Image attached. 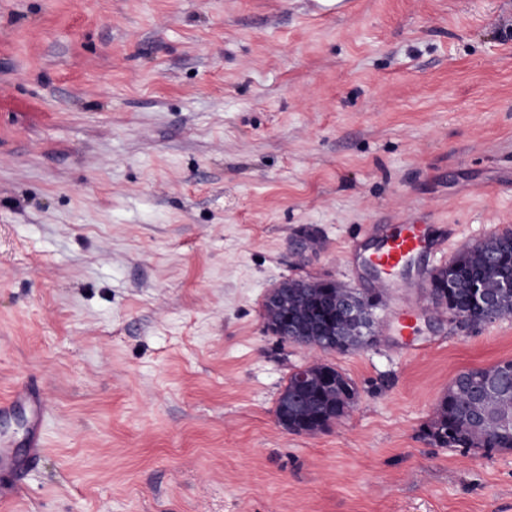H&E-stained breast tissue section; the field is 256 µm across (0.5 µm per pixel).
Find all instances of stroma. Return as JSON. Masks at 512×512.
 I'll list each match as a JSON object with an SVG mask.
<instances>
[{
  "label": "stroma",
  "mask_w": 512,
  "mask_h": 512,
  "mask_svg": "<svg viewBox=\"0 0 512 512\" xmlns=\"http://www.w3.org/2000/svg\"><path fill=\"white\" fill-rule=\"evenodd\" d=\"M411 223L373 346L267 330L284 280L368 295ZM508 230L512 0H0V402L44 406L0 512H512V451L422 433L512 360V317L434 319L423 274ZM316 361L356 403L287 431ZM404 228L391 237L373 255V263L382 273L389 276L396 273L406 262L417 254L426 241L423 224H403ZM26 399H32L35 405V417L29 430L28 450L26 456H17L9 446L0 442V473L7 474L15 478V482L12 485L14 490L17 487L20 475L26 469L28 463L39 454L43 445L41 434L43 406L42 404L38 405L34 401L31 393L27 389L19 387L14 394V402H21Z\"/></svg>",
  "instance_id": "1"
}]
</instances>
